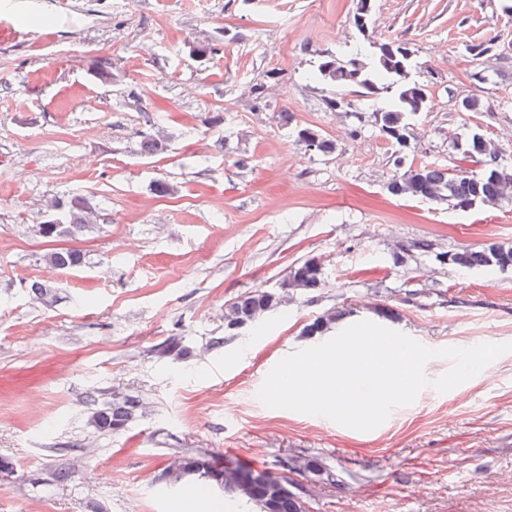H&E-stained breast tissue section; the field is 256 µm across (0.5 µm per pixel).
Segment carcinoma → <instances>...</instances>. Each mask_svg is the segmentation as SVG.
Here are the masks:
<instances>
[{
    "label": "carcinoma",
    "instance_id": "obj_1",
    "mask_svg": "<svg viewBox=\"0 0 512 512\" xmlns=\"http://www.w3.org/2000/svg\"><path fill=\"white\" fill-rule=\"evenodd\" d=\"M396 57L385 58L379 50L368 54L355 53L346 60L325 58L314 72V78L331 85L348 87L358 85L375 93L391 94L387 106L379 113L380 131L391 143L407 148L411 131L409 117L422 111L428 99L427 85L413 79L412 56L402 55L406 47L390 43ZM310 127L296 129L297 141L312 152L328 155L336 143L318 134L316 143L307 140ZM465 154L484 166L479 173L460 171L456 174L433 165L410 167L394 176L387 185L388 192L398 198H412L436 205H448L467 210L476 205H498L512 201V169L498 162V153L491 141L480 135L466 143ZM46 209L56 210L58 227L43 230L45 238H76L96 223L98 214L85 198L74 195L67 199L54 198L46 202ZM83 256L76 249H62L46 255V261L56 269L65 270L82 264ZM448 264L464 271L512 269V246L490 244L482 248H462L448 254ZM324 284V273L308 257L290 268L280 284V292L258 289L238 298L224 310V328L236 330L256 322L269 312L283 306L285 291H313ZM343 312L330 309L306 326L310 336L329 330ZM140 404L132 399L112 403L94 417L95 427L114 431L124 427ZM179 471L172 476L176 482L190 478L191 494H205L217 483L224 484V502L238 512H309L303 491L296 488L282 490V476L271 472L263 480H244L240 473L248 466L226 462L218 464L209 458L188 457L177 463Z\"/></svg>",
    "mask_w": 512,
    "mask_h": 512
}]
</instances>
